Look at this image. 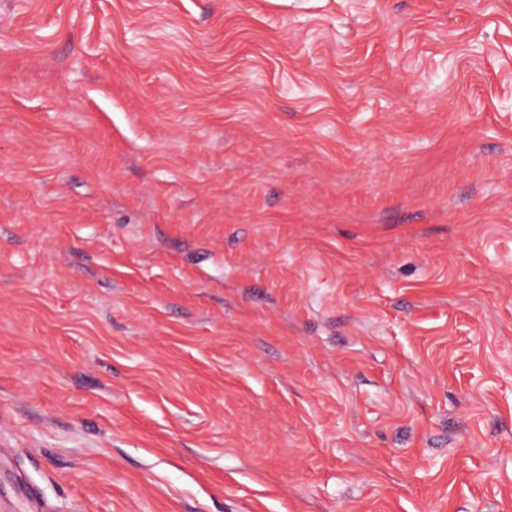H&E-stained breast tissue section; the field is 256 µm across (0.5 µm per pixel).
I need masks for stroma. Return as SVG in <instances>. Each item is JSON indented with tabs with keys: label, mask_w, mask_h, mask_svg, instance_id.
Instances as JSON below:
<instances>
[{
	"label": "stroma",
	"mask_w": 512,
	"mask_h": 512,
	"mask_svg": "<svg viewBox=\"0 0 512 512\" xmlns=\"http://www.w3.org/2000/svg\"><path fill=\"white\" fill-rule=\"evenodd\" d=\"M512 512V0H0V501Z\"/></svg>",
	"instance_id": "35a3bbf8"
}]
</instances>
